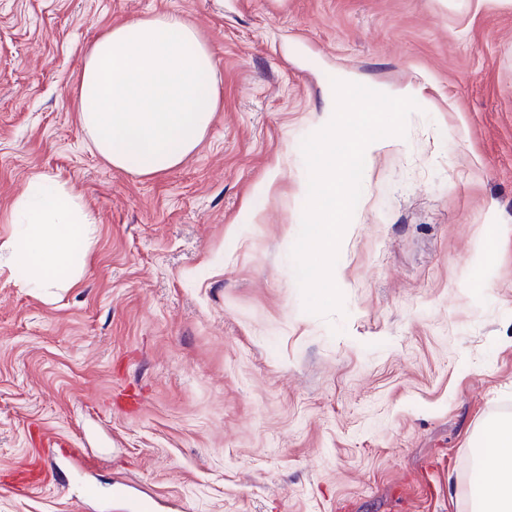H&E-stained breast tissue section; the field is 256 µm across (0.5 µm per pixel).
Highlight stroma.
I'll list each match as a JSON object with an SVG mask.
<instances>
[{"mask_svg":"<svg viewBox=\"0 0 512 512\" xmlns=\"http://www.w3.org/2000/svg\"><path fill=\"white\" fill-rule=\"evenodd\" d=\"M158 13L209 44L221 100L138 176L88 148L72 88L101 33ZM344 71L419 109L365 159L322 317L291 250ZM36 177L96 241L72 288L0 266V512H79V484L18 485L51 438L150 512H470L483 426L512 418V0H0V242Z\"/></svg>","mask_w":512,"mask_h":512,"instance_id":"stroma-1","label":"stroma"}]
</instances>
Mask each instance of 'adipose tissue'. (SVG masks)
Wrapping results in <instances>:
<instances>
[{
	"instance_id": "1",
	"label": "adipose tissue",
	"mask_w": 512,
	"mask_h": 512,
	"mask_svg": "<svg viewBox=\"0 0 512 512\" xmlns=\"http://www.w3.org/2000/svg\"><path fill=\"white\" fill-rule=\"evenodd\" d=\"M73 102L91 147L110 166L153 175L179 166L220 106L209 45L179 16L155 14L113 26L87 50ZM19 231L4 247L12 269L41 288L80 280L95 219L64 186L38 178L13 203ZM472 512H512V421L483 426Z\"/></svg>"
}]
</instances>
